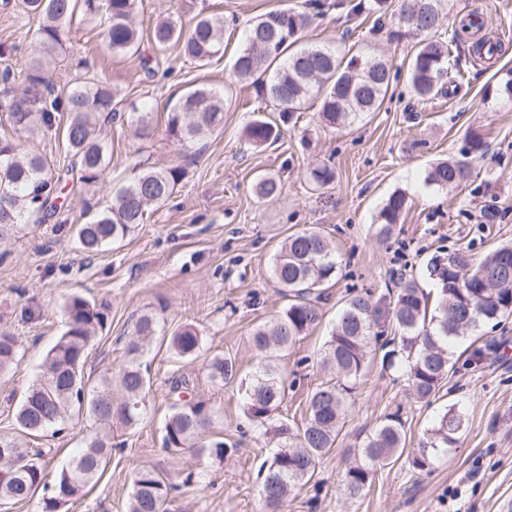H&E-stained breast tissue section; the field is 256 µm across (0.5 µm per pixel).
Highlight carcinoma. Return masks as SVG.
Returning a JSON list of instances; mask_svg holds the SVG:
<instances>
[{
    "mask_svg": "<svg viewBox=\"0 0 512 512\" xmlns=\"http://www.w3.org/2000/svg\"><path fill=\"white\" fill-rule=\"evenodd\" d=\"M14 7L38 20L35 53L25 61L26 85L11 86L12 72H0L4 98L0 110L7 113L15 130L30 136H60L77 167L55 174L46 171L42 157L19 154L18 146L0 140V242L13 234L26 218L41 223L61 209L62 191L74 181L96 183L107 167L100 128L126 121L116 95L106 81L86 73L67 90L52 79L59 53L68 38L67 22L80 10L99 14L106 23V39L112 51L135 55L146 71L150 58L142 56L141 39L134 22L136 0H14ZM324 4L310 0L307 10L295 13L274 10L248 24L247 43L233 63L240 81L272 70L268 81L254 84L257 97L275 111L293 116L311 96L319 100V117L328 128H340L360 114L377 111L391 84L389 63L376 56L344 60L336 50L301 47L289 52L302 32L321 14ZM448 0H407L397 18L399 26L420 37L408 69V80L422 101L440 94L445 79L455 68L449 44L460 42V33L478 24L472 17L444 38L443 19ZM158 46L176 44L181 52L201 66L208 64L224 45V17L207 15L185 32L177 22L157 20L153 30ZM224 124V95L205 87L187 92L167 121L170 136L182 143H195ZM246 135L255 144H272L280 136L278 126L262 116L254 117ZM468 163L448 160L437 163L428 180L441 188L458 186L469 177ZM180 166L145 169L132 181L112 191V203L75 227L83 250L96 253L124 239L144 223L152 205L164 203L184 178ZM258 196L272 197L279 191L273 175L255 184ZM406 195L393 192L382 206L375 233L387 236L406 208ZM452 262L430 259L427 271L436 283L435 306L430 295L413 282L404 283L384 307L369 293L349 298L336 326L323 346L322 364L336 380L319 384L306 399L307 419L292 429L278 417L286 397V370L277 363V353L288 350L321 321L319 303L323 288L337 272L336 255L327 238L316 229L288 237L273 258V274L287 292L288 305L276 319L257 325L251 343L258 358L255 371L239 378L235 361L224 355L209 360L210 379L217 384L240 380L247 417L278 443L259 473L267 512H280L288 496L309 483L321 458L334 447L348 413L349 398L370 367L371 347L394 329L395 348L382 356V366L401 364L407 387L419 401H429L454 371L450 344L465 338L484 324L499 323L512 315V243L494 247L476 265L463 253ZM65 331L48 351L40 372L28 389L15 415L13 433L0 434V500H29L43 489L39 512H68L69 502L97 481L112 456V442L99 434L89 435L68 465L49 479L45 452L27 448L21 437L36 436L65 421L75 407L85 408L96 422L112 425L117 419L126 426L147 414L151 389L142 368L146 347L159 331L152 311L142 313L133 336L124 348L115 379L105 378L92 386L85 378L86 352L108 319V305L79 295L66 297ZM173 353L181 359L197 356L202 339L183 327L169 339ZM19 354L15 337L0 334V375L8 372ZM123 400L112 399V384ZM213 409L204 401L176 399L163 427V446L170 451L197 448L211 459L222 461L228 453L224 441L207 438ZM464 424L462 413L448 409L424 434L421 446L406 447L405 420L396 410L364 439L357 460L348 465L344 482L351 494L363 491L379 470L406 458L415 471H428L439 454L453 447ZM176 483L154 467L138 468L126 512H168L169 495Z\"/></svg>",
    "mask_w": 512,
    "mask_h": 512,
    "instance_id": "cac0c4a2",
    "label": "carcinoma"
}]
</instances>
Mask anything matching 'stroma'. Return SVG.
<instances>
[{"instance_id": "35a3bbf8", "label": "stroma", "mask_w": 512, "mask_h": 512, "mask_svg": "<svg viewBox=\"0 0 512 512\" xmlns=\"http://www.w3.org/2000/svg\"><path fill=\"white\" fill-rule=\"evenodd\" d=\"M355 0H326V7L302 34L306 44L339 49L352 56L388 60L399 76L379 111L345 127H325L319 104L308 100L293 120L278 123L275 144L256 147L244 137L246 125L262 102L252 82L238 81L234 58L252 18L276 8L303 11L306 0H137L135 23L141 48L150 56L155 77H147L139 58L112 52L104 23L78 14L60 55L58 78L75 75L79 61L117 92L123 106H144L151 114L150 134L139 137L131 124L105 130L110 164L98 183L68 193L58 218L40 226L25 223L0 244V334L18 341L21 359L0 377V433L15 428V413L48 350L65 330L63 303L75 294L108 301L107 327L93 342L85 376L97 382L114 372L136 318L155 312L163 334L144 355L153 387L148 415L138 424H113L108 435L114 451L103 476L77 503L74 512H124L132 475L143 465L175 477L203 471L202 487L172 493L170 512H263L260 464L275 441L261 436L244 413L237 382L213 383L207 363L214 355L236 360L241 374L257 363L251 329L278 317L288 304L272 274L276 251L289 235L315 227L336 250L334 284L325 290L320 324L290 350L281 363L297 372L279 416L291 427L303 426L306 398L328 374L320 364L324 342L344 301L356 294L395 293L400 283L415 281L434 292L426 265L432 255L465 254L478 262L494 246L512 241V99L504 85L512 75V0H448L447 23L467 13L484 18L483 33L498 39L491 61L458 56L446 91L427 102L416 101L407 80L415 37L397 28L405 0H385V14L354 15ZM220 14L226 20L224 55L206 66L180 56L176 47L156 49L150 34L156 21L172 18L191 28L198 17ZM34 20L0 8V70L24 76V57L34 44ZM208 87L225 93L224 126L202 142L181 145L169 136V112L186 91ZM479 133L483 153L468 157L469 179L456 187L427 183L438 162L463 155L466 139ZM43 156L58 171L71 157L58 138H29L15 132L0 111V139ZM332 167L334 181L315 187L311 171ZM185 166L187 174L172 197L151 207L145 224L99 254L83 253L76 225L88 209H102L116 184L148 167ZM273 174L280 191L272 198L255 193L259 174ZM407 195V207L387 240L375 235L377 215L394 191ZM195 326L202 349L192 359L176 360L167 336ZM456 370L431 402L409 398L397 370L371 367L359 381L334 448L320 461L311 483L294 491L282 512H502L512 502V317L486 324L477 336L453 349ZM185 377L191 398L214 411L211 435L233 445L224 461L192 450L168 452L161 427L169 410L170 381ZM456 408L464 416L458 442L441 454L428 473L407 464L377 472L371 485L350 495L343 476L365 437L395 409L406 420L408 447H417L439 413ZM100 426L87 412H73L59 434L28 438L31 448L50 452L49 469L58 471L85 436Z\"/></svg>"}]
</instances>
